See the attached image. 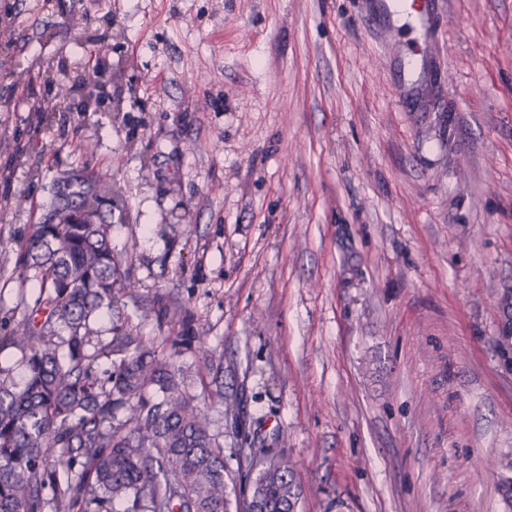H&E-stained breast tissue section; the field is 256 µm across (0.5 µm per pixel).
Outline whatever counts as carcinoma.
Masks as SVG:
<instances>
[{"instance_id":"cac0c4a2","label":"carcinoma","mask_w":512,"mask_h":512,"mask_svg":"<svg viewBox=\"0 0 512 512\" xmlns=\"http://www.w3.org/2000/svg\"><path fill=\"white\" fill-rule=\"evenodd\" d=\"M109 193L119 202L107 177L85 178L70 193L75 223L33 224L19 245L21 287L35 292L25 317L0 329V348L26 370L0 367V512H248V493L260 512H297L290 459L251 448L263 470L230 471L179 367L128 323L110 327V367L98 371L99 310L139 288L112 253L110 225L83 216Z\"/></svg>"}]
</instances>
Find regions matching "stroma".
<instances>
[{
    "label": "stroma",
    "instance_id": "1",
    "mask_svg": "<svg viewBox=\"0 0 512 512\" xmlns=\"http://www.w3.org/2000/svg\"><path fill=\"white\" fill-rule=\"evenodd\" d=\"M96 172L225 453L288 456L300 512H512V0H0L1 308Z\"/></svg>",
    "mask_w": 512,
    "mask_h": 512
}]
</instances>
